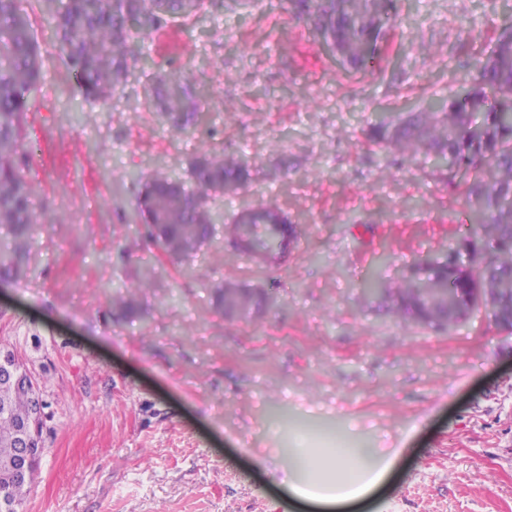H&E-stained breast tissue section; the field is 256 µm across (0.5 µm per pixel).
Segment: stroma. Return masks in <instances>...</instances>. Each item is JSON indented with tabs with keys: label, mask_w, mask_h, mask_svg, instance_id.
Masks as SVG:
<instances>
[{
	"label": "stroma",
	"mask_w": 512,
	"mask_h": 512,
	"mask_svg": "<svg viewBox=\"0 0 512 512\" xmlns=\"http://www.w3.org/2000/svg\"><path fill=\"white\" fill-rule=\"evenodd\" d=\"M366 70L326 56L287 0H224L140 47L180 72L211 128L159 121L132 69L85 100L42 0H21L43 78L30 95L25 167L44 223L20 279H0V345L44 382V453L23 512H295L294 453L324 438L387 469L360 512H512V332L485 306L436 333L392 310L402 281L476 229L433 158L389 163L379 115L422 111L471 84L512 26V0H398ZM207 151L249 176L217 197L208 236L178 260L132 233L130 174L188 178ZM278 205L298 247L256 267L227 227ZM376 278L379 292L365 293ZM232 281L265 301L216 307ZM140 286L131 308L114 285Z\"/></svg>",
	"instance_id": "1"
}]
</instances>
